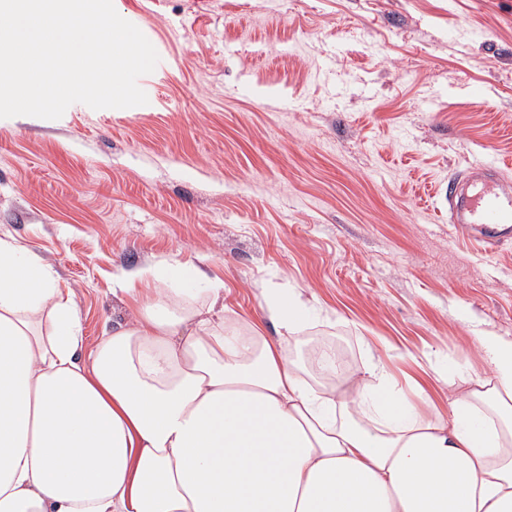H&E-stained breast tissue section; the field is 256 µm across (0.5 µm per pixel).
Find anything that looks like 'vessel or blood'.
I'll list each match as a JSON object with an SVG mask.
<instances>
[{"instance_id":"1","label":"vessel or blood","mask_w":512,"mask_h":512,"mask_svg":"<svg viewBox=\"0 0 512 512\" xmlns=\"http://www.w3.org/2000/svg\"><path fill=\"white\" fill-rule=\"evenodd\" d=\"M448 219L488 247L512 238V178L495 162L468 166L448 181Z\"/></svg>"}]
</instances>
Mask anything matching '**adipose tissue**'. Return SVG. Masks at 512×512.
Listing matches in <instances>:
<instances>
[{
  "label": "adipose tissue",
  "instance_id": "1",
  "mask_svg": "<svg viewBox=\"0 0 512 512\" xmlns=\"http://www.w3.org/2000/svg\"><path fill=\"white\" fill-rule=\"evenodd\" d=\"M137 305L85 350L71 289L0 238V512H512V340L448 416L387 371L310 383L311 308L270 288L288 341L224 316V284L159 260L112 276Z\"/></svg>",
  "mask_w": 512,
  "mask_h": 512
}]
</instances>
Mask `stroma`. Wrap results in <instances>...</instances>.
Listing matches in <instances>:
<instances>
[{"mask_svg": "<svg viewBox=\"0 0 512 512\" xmlns=\"http://www.w3.org/2000/svg\"><path fill=\"white\" fill-rule=\"evenodd\" d=\"M159 55L148 102L0 119V237L72 289L87 345L112 275L204 265L231 316L299 289L304 333L382 364L422 414L512 339V243L454 237L448 181L512 168V0H113ZM483 99H476V91Z\"/></svg>", "mask_w": 512, "mask_h": 512, "instance_id": "obj_1", "label": "stroma"}]
</instances>
